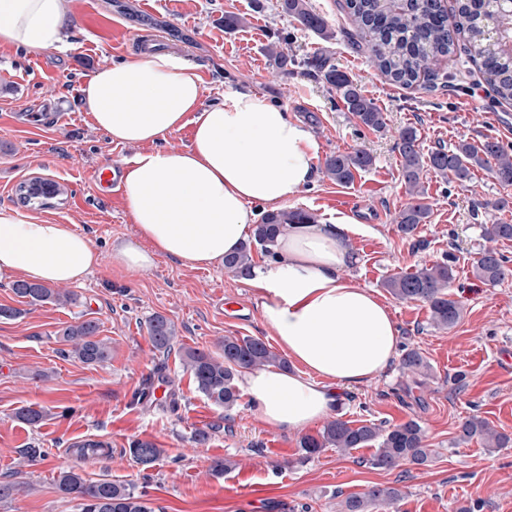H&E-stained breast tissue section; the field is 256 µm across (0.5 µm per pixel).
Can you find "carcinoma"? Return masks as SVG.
<instances>
[{"label": "carcinoma", "instance_id": "cac0c4a2", "mask_svg": "<svg viewBox=\"0 0 512 512\" xmlns=\"http://www.w3.org/2000/svg\"><path fill=\"white\" fill-rule=\"evenodd\" d=\"M345 7L367 42L372 62L393 82L413 85L420 76L433 73L439 57L451 55L461 46L469 59L479 64L493 92L505 101H512V54L508 49V42L512 41V14L493 7L486 0H456L451 20L445 9L436 5V0H413L409 5L405 0H345ZM278 9L292 17L301 29L330 36L324 17L309 6L308 0H278ZM323 79L340 93L347 111L362 126L378 130L385 125L384 113L349 74L331 66L324 71ZM396 148L401 158L402 177L411 197V202L396 217L398 230L405 236L413 235L429 215L421 187V176L426 168L442 177L450 175L466 183L472 179L474 169L483 168L492 160L493 176L503 185H512V153L492 137L477 142L461 140L452 148H439L425 158L417 130L406 127L399 133ZM373 164L374 157L369 151L356 149L328 156L324 170L336 184L347 186L353 183L356 173L368 170ZM17 192L23 202L43 208L48 201L62 195L64 189L53 181L31 179L20 183ZM314 222V216L301 209L264 214L261 222L254 225L248 240L237 252L224 258V269L241 278L250 277L254 267L252 249L272 257L277 237L287 225ZM482 236L491 243L512 241V224H484ZM511 261L497 248L486 247L474 262L473 274L481 282L495 285L505 278L509 272L507 264ZM455 262L456 257L449 253L439 261L390 278L385 287L399 300L428 304L433 326L450 329L458 323L462 313L459 302L448 293L455 277ZM13 291L30 305L67 304L75 300L68 292H58L37 282H16ZM97 331L98 324L93 320L78 321L62 328L60 336L68 346L65 354L86 365L107 362L111 348L96 339ZM149 337L157 351L170 352L176 339L174 323L161 314L153 315L149 321ZM182 360L198 392L226 411L232 410L239 400L234 385L238 372L286 366V361L265 341L251 336H226L216 352L186 349ZM400 365L403 370L418 375L426 369L420 352L408 347L403 349ZM459 438L463 441L476 438L489 451L505 448L512 442L511 437L477 415L461 422ZM373 443L377 448L367 463L377 469L392 470L404 463L425 466L432 455V450L425 445L423 428L414 419L386 429L374 422L354 426L336 418L328 421L318 435L303 437L301 448L311 457L326 448L349 451ZM129 453L138 463L149 465L158 458L159 449L150 440L137 439L130 443ZM56 488L62 495L78 500L80 512H154L134 488L107 479L88 480L78 464L57 471ZM401 498L400 489L376 485L342 499L339 512H377L380 507L393 505Z\"/></svg>", "mask_w": 512, "mask_h": 512}]
</instances>
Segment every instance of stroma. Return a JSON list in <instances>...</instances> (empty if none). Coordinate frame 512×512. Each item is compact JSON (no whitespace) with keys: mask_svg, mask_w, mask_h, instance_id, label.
Wrapping results in <instances>:
<instances>
[{"mask_svg":"<svg viewBox=\"0 0 512 512\" xmlns=\"http://www.w3.org/2000/svg\"><path fill=\"white\" fill-rule=\"evenodd\" d=\"M309 3L326 19L331 39L301 30L279 13L276 0H68V49L33 55L0 44V208L68 225L101 255L81 283L68 284L77 296L73 304L28 306L11 283L0 282V305L20 311L0 319V481L15 486L0 499V512H79L54 477L74 442L89 437L109 441L112 455L84 463L86 477L132 485L155 512H336L338 497L373 485L401 489L397 512H512V444L490 454L479 440L457 438L460 421L473 414L512 436V275L485 285L472 268L485 245L482 225L512 223V186L485 168L465 184L427 170L428 219L410 236L395 223L409 201L396 149L400 131L416 128L426 154L487 136L512 151V101L498 98L460 51L440 59L435 80L395 83L371 63L344 0ZM228 14L244 17V26L225 29ZM281 36L296 60L285 71L265 53ZM153 45L196 64L204 104L223 103L227 90L246 88L312 128L321 157L357 148L374 156L373 166L348 186L318 172L288 207L325 223L355 219L344 240L360 261L343 274L378 292L401 343L427 363L418 379L395 366L345 390L336 417L387 427L417 420L434 450L428 466L372 468L370 446L347 453L327 448L306 461L299 441L322 423L285 433L270 428L247 398L229 412L212 404L196 390L182 351H212L227 336L275 344L254 288L224 268L166 257L138 272L112 263L113 240H137L138 230L122 189L99 187L95 171L107 160L124 163L139 148L114 143L93 125L79 106L80 87L96 70ZM323 62L362 86L384 112L385 128L358 125L323 80ZM36 176L65 188L60 203L22 207L16 188ZM449 251L457 257L449 292L462 315L446 330L432 325L427 304L398 300L385 283ZM157 313L177 329L165 355L153 350L147 332ZM87 319L98 322L99 338L111 347L104 364L63 355L60 329ZM24 407L48 415L32 426L16 416ZM199 431L209 435L205 444L193 440ZM136 439L157 444L155 463L132 459L129 444ZM27 448L37 449L34 461L24 458ZM224 458L234 468L213 473V461Z\"/></svg>","mask_w":512,"mask_h":512,"instance_id":"stroma-1","label":"stroma"}]
</instances>
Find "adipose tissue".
I'll list each match as a JSON object with an SVG mask.
<instances>
[{
    "mask_svg": "<svg viewBox=\"0 0 512 512\" xmlns=\"http://www.w3.org/2000/svg\"><path fill=\"white\" fill-rule=\"evenodd\" d=\"M65 0H0V44L40 54L66 47ZM195 66L170 52L135 54L95 71L81 108L112 142L138 145L120 180L138 241L113 242L111 260L130 271L165 256L221 266L246 239L250 204L284 207L310 184L320 146L301 121L264 97L231 89L204 105ZM193 124L191 144L166 147ZM345 224H291L276 256L252 270L263 321L297 371H241L238 386L272 428L296 431L335 412L340 392L380 376L399 356L400 331L371 289L343 277L358 258ZM91 240L65 224L0 208V281L77 283L100 263Z\"/></svg>",
    "mask_w": 512,
    "mask_h": 512,
    "instance_id": "1",
    "label": "adipose tissue"
}]
</instances>
